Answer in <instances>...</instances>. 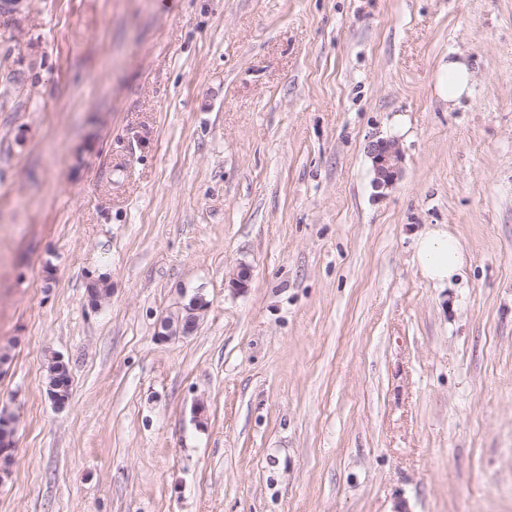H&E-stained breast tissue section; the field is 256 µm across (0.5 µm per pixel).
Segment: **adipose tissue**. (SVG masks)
<instances>
[{
	"label": "adipose tissue",
	"instance_id": "1",
	"mask_svg": "<svg viewBox=\"0 0 512 512\" xmlns=\"http://www.w3.org/2000/svg\"><path fill=\"white\" fill-rule=\"evenodd\" d=\"M414 253L423 275L445 287L461 275L465 255L458 240L442 225L421 230L414 239Z\"/></svg>",
	"mask_w": 512,
	"mask_h": 512
}]
</instances>
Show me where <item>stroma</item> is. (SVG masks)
I'll return each instance as SVG.
<instances>
[{
	"label": "stroma",
	"instance_id": "stroma-1",
	"mask_svg": "<svg viewBox=\"0 0 512 512\" xmlns=\"http://www.w3.org/2000/svg\"><path fill=\"white\" fill-rule=\"evenodd\" d=\"M0 353V512H512V0L0 9ZM472 71L463 56H449L447 74L441 82L440 94L448 100V106L458 103L471 91ZM374 174L373 184L377 190L392 188L402 173L403 151L398 142L377 140L368 146ZM414 253L423 275L440 287L461 275L465 255L459 241L442 224L427 226L414 239ZM207 306V303L204 301L202 296H196L194 297V300L192 301V304L190 306H187L185 308V313L189 315H194L196 319H193L190 324L186 326L184 330H182L181 326H178V328L174 329V326H170L168 322L163 323V330L165 331L161 336L164 338H175L176 336H185L191 332L194 331L196 328V325L198 323V320L200 318L201 313L205 310ZM45 372H46V380L52 378H59L61 381H69L67 383V387H63V385L53 384L48 387V395L53 402V405L62 409L66 406L69 400L70 387H71V379H70V370L69 364L66 361L65 366H60L55 362V360H49L45 362ZM66 389L68 391V396L64 397L63 390Z\"/></svg>",
	"mask_w": 512,
	"mask_h": 512
}]
</instances>
